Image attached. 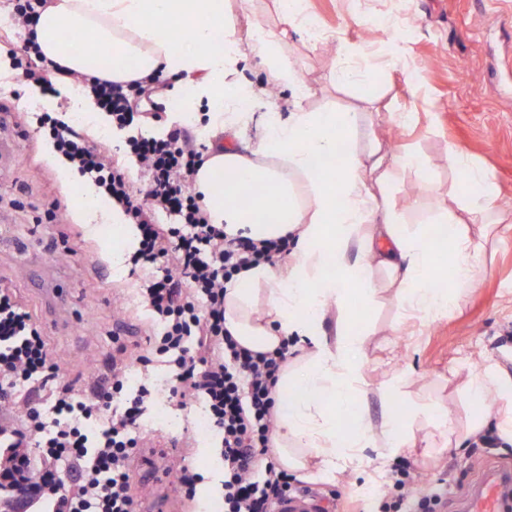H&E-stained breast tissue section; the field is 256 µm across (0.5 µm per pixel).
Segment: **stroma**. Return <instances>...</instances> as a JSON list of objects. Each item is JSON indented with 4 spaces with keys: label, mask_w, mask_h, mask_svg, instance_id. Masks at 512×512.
<instances>
[{
    "label": "stroma",
    "mask_w": 512,
    "mask_h": 512,
    "mask_svg": "<svg viewBox=\"0 0 512 512\" xmlns=\"http://www.w3.org/2000/svg\"><path fill=\"white\" fill-rule=\"evenodd\" d=\"M385 0H308L310 12L331 31L330 39L310 46L293 37L289 51L312 90L309 105L339 111L374 113L378 137L412 145L428 158V172L398 173L390 200L408 228L430 222L438 204L456 209L464 203L462 184L468 169L491 173L499 209H512V0H407L411 32L407 63H376L372 77L348 87H332L328 77L339 45H365L366 28L351 19L377 15ZM417 71L411 84L406 68ZM415 112L409 128L390 126L386 108ZM83 108L68 92L51 96L38 86L14 81L0 88V286L10 289L41 327L60 365V375L76 388H89L112 368V336L125 322L136 328L124 337L130 349L146 351L153 324L142 306L138 288L143 271L128 266L112 271V210L75 212L66 187V162L37 131L40 113L63 114L73 122ZM462 152V166L448 167L449 147ZM440 194L428 191V184ZM477 264L482 275L446 318L415 324L391 301L365 308L357 323L368 329L363 386L359 402L366 421L379 425L386 413L408 417L427 403L440 422L437 430L415 426L416 445L405 458L427 479L443 484L451 512H468L476 488L498 470L512 469V444L493 438L489 453L474 458L456 443L491 409L512 404V390L494 398L472 400L462 384L468 360L494 362L512 378V230L485 233ZM53 272L67 279L76 314L53 313L39 289L41 275ZM168 368L155 358L135 371L130 388H158L146 404L140 431L147 446L190 444L192 461L205 477L196 504L182 512H207L221 497L222 461L216 433L200 437L195 420L200 403L182 408L169 398ZM399 396L387 404L386 386ZM376 451H364L358 468L322 479L300 472L296 484L322 492L336 491V512L357 507L368 512L375 489L386 475L375 464Z\"/></svg>",
    "instance_id": "obj_1"
}]
</instances>
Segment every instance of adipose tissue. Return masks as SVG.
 <instances>
[{
	"label": "adipose tissue",
	"mask_w": 512,
	"mask_h": 512,
	"mask_svg": "<svg viewBox=\"0 0 512 512\" xmlns=\"http://www.w3.org/2000/svg\"><path fill=\"white\" fill-rule=\"evenodd\" d=\"M314 21L303 5L281 11L276 27L253 22L242 41L224 0H55L35 28L44 55L69 71L127 83L151 74L188 81L177 120L208 104L200 132L210 152L193 186L213 224L255 241L290 237L286 265L262 263L236 276L224 292L226 326L244 346L271 351L292 338L306 354L282 372L277 385L278 428L272 449L280 463L301 470L308 456L321 473L361 463L368 448L390 465L411 436L394 417L371 426L359 407L364 334L350 333L357 290L366 305L391 299L428 319L448 313L479 282V242L454 212L412 234L386 199L394 171H422L425 157L403 144L387 152L379 140L362 143L369 113L315 110L311 89L286 55L290 35L313 41ZM89 30L84 49L66 51L61 28ZM258 58L270 82L290 90V112L255 107L262 95L241 82L239 66ZM256 127L248 153L233 150L227 134ZM466 210L484 224L493 211L495 185L481 169L468 172ZM446 252L457 271L455 287H437L434 266Z\"/></svg>",
	"instance_id": "ef3b65f1"
}]
</instances>
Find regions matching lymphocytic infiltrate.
Instances as JSON below:
<instances>
[{
  "label": "lymphocytic infiltrate",
  "instance_id": "lymphocytic-infiltrate-1",
  "mask_svg": "<svg viewBox=\"0 0 512 512\" xmlns=\"http://www.w3.org/2000/svg\"><path fill=\"white\" fill-rule=\"evenodd\" d=\"M50 3L10 0L22 39L8 45L5 55L20 81L54 94L71 74L48 59L34 37ZM164 85L153 75L126 84L97 78L88 88L122 130L146 120L142 99ZM38 124L55 152L136 224L140 239L132 261L149 269L141 297L155 325L148 336L150 354L131 357L125 345H118L119 366L88 398L60 381L59 365L40 328L10 291L1 289L0 405L15 403L21 390L40 387L51 389L52 400L46 406L30 399L19 413H0V440L12 448H36L39 495L53 501L54 512H137L132 462L152 392L143 385L128 393L126 361L145 365L157 354L167 357L175 380L170 397L182 407L203 401L221 439L224 512H275L297 492L292 474L271 450L275 391L288 348L256 352L242 346L225 325L224 289L251 266L276 263L288 251L287 240L230 239L211 224L191 189L204 153L182 128L162 137L127 139L129 154L147 176L144 187L137 188L125 167L61 118L46 112ZM103 412L109 415L106 425L91 430ZM419 477L417 469L398 460L379 493L378 512H440L446 503L443 491L435 486L418 490Z\"/></svg>",
  "mask_w": 512,
  "mask_h": 512
}]
</instances>
